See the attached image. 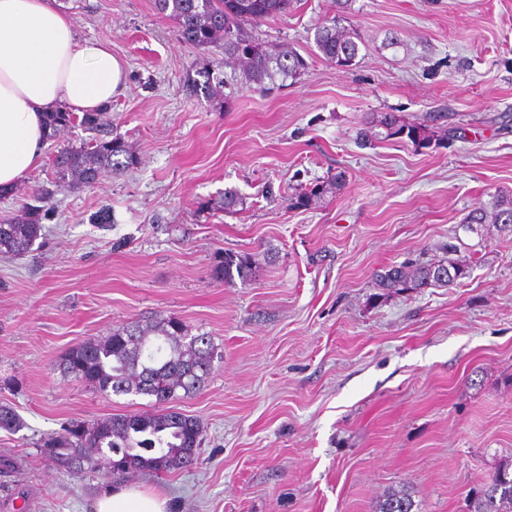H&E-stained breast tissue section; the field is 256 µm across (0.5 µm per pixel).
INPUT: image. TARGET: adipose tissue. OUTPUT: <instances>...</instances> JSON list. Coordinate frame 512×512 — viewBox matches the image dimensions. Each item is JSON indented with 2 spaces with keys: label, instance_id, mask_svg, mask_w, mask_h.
I'll list each match as a JSON object with an SVG mask.
<instances>
[{
  "label": "adipose tissue",
  "instance_id": "adipose-tissue-1",
  "mask_svg": "<svg viewBox=\"0 0 512 512\" xmlns=\"http://www.w3.org/2000/svg\"><path fill=\"white\" fill-rule=\"evenodd\" d=\"M123 63L80 39L57 0H0V188L15 187L42 157L46 112H95L125 86ZM94 512H168L167 498L135 485L106 487Z\"/></svg>",
  "mask_w": 512,
  "mask_h": 512
}]
</instances>
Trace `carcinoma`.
<instances>
[{"instance_id": "cac0c4a2", "label": "carcinoma", "mask_w": 512, "mask_h": 512, "mask_svg": "<svg viewBox=\"0 0 512 512\" xmlns=\"http://www.w3.org/2000/svg\"><path fill=\"white\" fill-rule=\"evenodd\" d=\"M298 0H156L157 9L177 24L178 40L199 50L217 41L224 43V56L237 63L246 83L263 86L276 79H297L307 69L305 60L281 45L251 32L249 27L272 16L286 15ZM315 43L325 60L340 67L354 64L360 48L357 37L336 18L316 29ZM191 93L212 101L227 102L224 72L202 68L187 75ZM48 138L76 126L95 133L88 141L58 152L51 162L49 186L33 191L35 204L0 221V253L22 256L33 251L43 238L42 211L54 192L96 184L105 174H120L139 164L136 152L120 137L103 136L109 125L107 111L77 114L59 110L47 114ZM371 133L379 142L397 140L402 132L419 147L443 140L445 125L428 116L406 122L388 116ZM342 181L336 174L326 184L317 183L294 197L297 208L325 194ZM481 224H499L512 232V197L499 195L491 211L476 209L463 222L474 232ZM248 255L224 253L214 267L215 275L231 284L252 274ZM466 275L464 267L443 261L392 265L376 274L382 288L401 291L428 286L443 287ZM217 348L205 333L191 334L178 318L160 315L149 321L135 320L118 326L99 339L78 344L59 361L66 378L84 382L102 394L147 396L160 409L153 412L114 414L93 421H72L62 431L40 438V455L58 470L75 476L87 472L121 477L138 472H173L192 466L197 459L204 428L174 403L194 395L213 372ZM26 427L10 406L0 405V429L17 433ZM414 502L402 492H391L379 501L375 512H412ZM468 512H512V475L496 473L468 502Z\"/></svg>"}]
</instances>
